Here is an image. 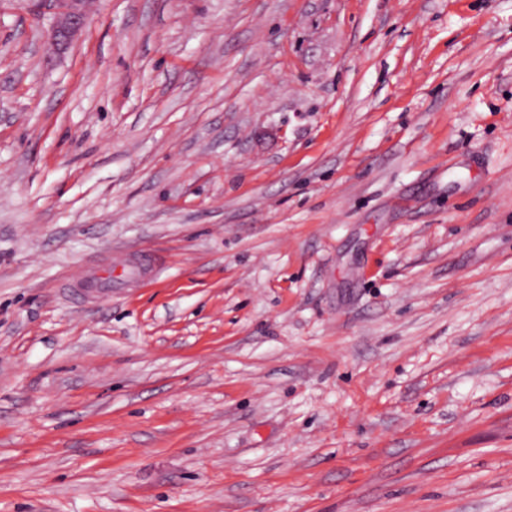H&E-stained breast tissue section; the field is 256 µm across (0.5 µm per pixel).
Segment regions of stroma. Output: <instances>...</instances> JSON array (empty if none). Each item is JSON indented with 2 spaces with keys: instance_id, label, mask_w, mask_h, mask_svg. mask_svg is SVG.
<instances>
[{
  "instance_id": "1",
  "label": "stroma",
  "mask_w": 512,
  "mask_h": 512,
  "mask_svg": "<svg viewBox=\"0 0 512 512\" xmlns=\"http://www.w3.org/2000/svg\"><path fill=\"white\" fill-rule=\"evenodd\" d=\"M36 10L0 512H512V0H90L58 55Z\"/></svg>"
}]
</instances>
